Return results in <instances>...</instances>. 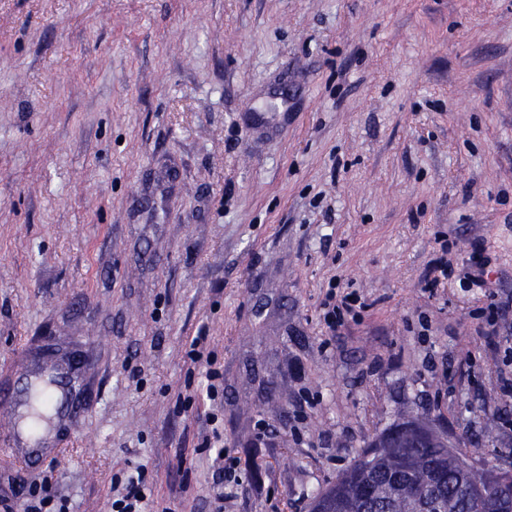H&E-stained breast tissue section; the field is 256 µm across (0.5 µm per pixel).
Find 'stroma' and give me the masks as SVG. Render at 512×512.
Instances as JSON below:
<instances>
[{
  "mask_svg": "<svg viewBox=\"0 0 512 512\" xmlns=\"http://www.w3.org/2000/svg\"><path fill=\"white\" fill-rule=\"evenodd\" d=\"M476 236L495 292L428 284ZM495 297L512 0H0V432L45 347L78 363L69 443L0 453V512H111L141 472L146 512H311L410 418L512 471ZM189 355L193 363H198L200 365H203V363H205V365L207 366L206 377L207 380L210 382V384H208L207 386V396L214 397L216 386L213 382L219 379V373L216 369L211 367L212 364L210 361L209 352L207 353V349L200 339H196L193 341L192 349Z\"/></svg>",
  "mask_w": 512,
  "mask_h": 512,
  "instance_id": "1",
  "label": "stroma"
}]
</instances>
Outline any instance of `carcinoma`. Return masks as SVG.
Instances as JSON below:
<instances>
[{
	"label": "carcinoma",
	"mask_w": 512,
	"mask_h": 512,
	"mask_svg": "<svg viewBox=\"0 0 512 512\" xmlns=\"http://www.w3.org/2000/svg\"><path fill=\"white\" fill-rule=\"evenodd\" d=\"M451 455L458 457L454 451ZM443 448H366L354 463L319 497L329 501L333 512H416L418 502L411 492L395 487L387 476L378 477L370 492L361 490L360 476L376 461L377 466L399 474L408 469L415 482L425 483L429 475H442L441 497L445 512H502L503 500L512 497V487L501 486L499 473L456 470Z\"/></svg>",
	"instance_id": "carcinoma-1"
}]
</instances>
